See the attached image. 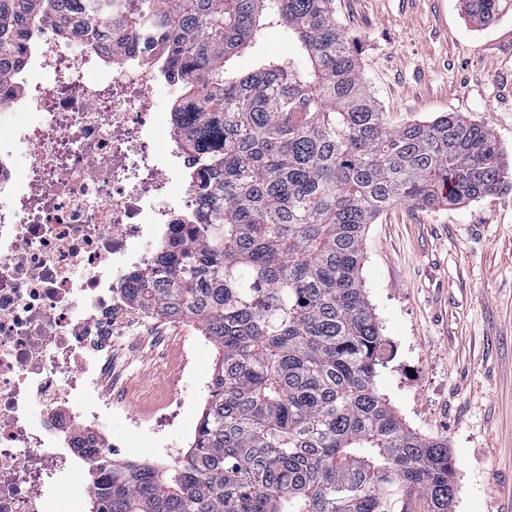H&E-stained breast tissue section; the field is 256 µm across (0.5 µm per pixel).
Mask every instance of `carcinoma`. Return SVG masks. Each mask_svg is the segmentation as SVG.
<instances>
[{
	"mask_svg": "<svg viewBox=\"0 0 512 512\" xmlns=\"http://www.w3.org/2000/svg\"><path fill=\"white\" fill-rule=\"evenodd\" d=\"M114 0H0V56L20 62L43 16L112 41ZM492 21L498 0H468ZM333 0H122L153 31L182 111L198 220L134 275L136 307L190 320L218 359L192 445L157 467L101 453L89 512H387L419 495L452 512L448 442L399 420L376 385L386 349L360 284L365 228L399 202L495 193V134L459 112L391 127ZM280 19L296 54L229 61Z\"/></svg>",
	"mask_w": 512,
	"mask_h": 512,
	"instance_id": "1",
	"label": "carcinoma"
}]
</instances>
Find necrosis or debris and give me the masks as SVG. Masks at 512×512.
<instances>
[{
    "label": "necrosis or debris",
    "mask_w": 512,
    "mask_h": 512,
    "mask_svg": "<svg viewBox=\"0 0 512 512\" xmlns=\"http://www.w3.org/2000/svg\"><path fill=\"white\" fill-rule=\"evenodd\" d=\"M138 35L85 51L54 18L32 27L23 65L0 62V512H82L96 452L131 457L157 416L182 419L169 388L123 441L96 427L132 402L100 395L129 269L153 263L172 227L196 221L179 176L192 158L159 111L172 99ZM26 146L23 165L13 161Z\"/></svg>",
    "instance_id": "necrosis-or-debris-1"
}]
</instances>
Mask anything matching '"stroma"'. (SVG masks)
Masks as SVG:
<instances>
[{
  "instance_id": "obj_1",
  "label": "stroma",
  "mask_w": 512,
  "mask_h": 512,
  "mask_svg": "<svg viewBox=\"0 0 512 512\" xmlns=\"http://www.w3.org/2000/svg\"><path fill=\"white\" fill-rule=\"evenodd\" d=\"M336 20L359 50L361 75L387 121L401 126L461 112L491 128L512 170V0L487 24L466 0H334ZM284 23L235 57L252 71L261 57L291 53ZM361 283L394 354L376 385L415 434L444 439L454 464L453 512H512V179L457 206L398 203L367 225ZM186 321L152 318L136 336L112 339L115 385L167 383L159 333ZM213 343L182 379L188 425L209 397ZM142 462L165 465L194 440L166 429Z\"/></svg>"
}]
</instances>
